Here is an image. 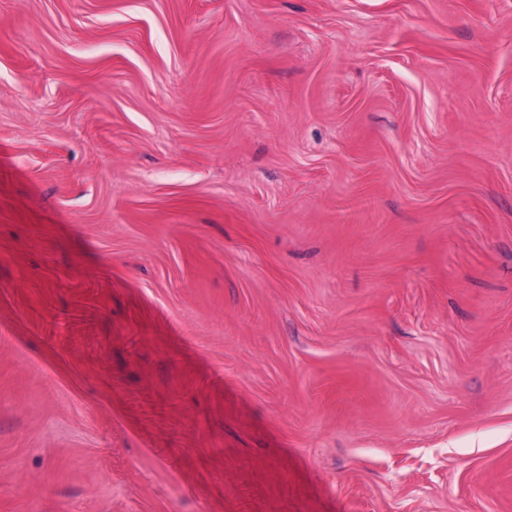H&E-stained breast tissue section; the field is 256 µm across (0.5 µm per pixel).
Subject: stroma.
Here are the masks:
<instances>
[{
	"mask_svg": "<svg viewBox=\"0 0 512 512\" xmlns=\"http://www.w3.org/2000/svg\"><path fill=\"white\" fill-rule=\"evenodd\" d=\"M0 512H512V0H0Z\"/></svg>",
	"mask_w": 512,
	"mask_h": 512,
	"instance_id": "35a3bbf8",
	"label": "stroma"
}]
</instances>
